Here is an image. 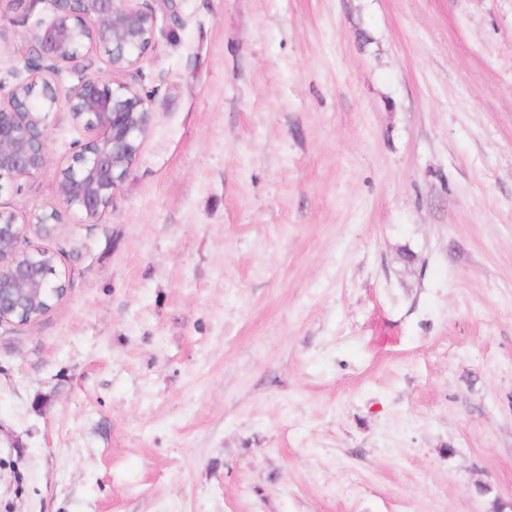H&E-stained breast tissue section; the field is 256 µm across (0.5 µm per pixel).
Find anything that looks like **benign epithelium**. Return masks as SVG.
Here are the masks:
<instances>
[{
  "label": "benign epithelium",
  "instance_id": "7a95c632",
  "mask_svg": "<svg viewBox=\"0 0 512 512\" xmlns=\"http://www.w3.org/2000/svg\"><path fill=\"white\" fill-rule=\"evenodd\" d=\"M51 3L54 19L45 26L37 23L33 33L28 77L0 101V190L17 187L46 167L49 115L64 109L72 120L98 132L79 146L59 184L65 212L91 223L112 206L152 115L131 84L98 75L80 76L60 106L55 86L60 66L87 69L84 50L91 45L104 53L112 74H128L155 41L157 19L140 0ZM22 236L17 216L0 209V325L45 315L41 298L56 292L39 260L45 250L20 248Z\"/></svg>",
  "mask_w": 512,
  "mask_h": 512
}]
</instances>
